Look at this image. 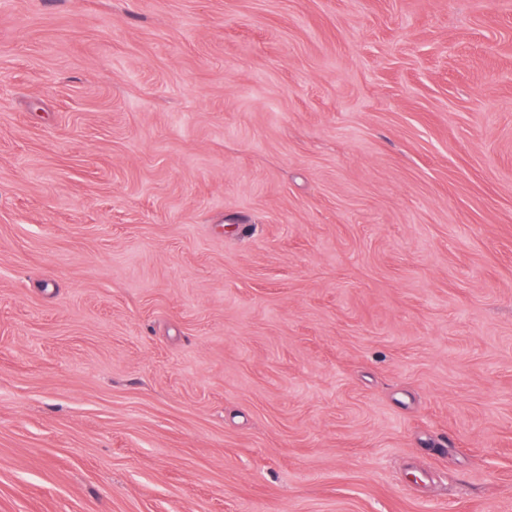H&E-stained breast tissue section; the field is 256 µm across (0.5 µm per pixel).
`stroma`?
<instances>
[{
	"label": "stroma",
	"instance_id": "35a3bbf8",
	"mask_svg": "<svg viewBox=\"0 0 512 512\" xmlns=\"http://www.w3.org/2000/svg\"><path fill=\"white\" fill-rule=\"evenodd\" d=\"M0 512H512V0H0Z\"/></svg>",
	"mask_w": 512,
	"mask_h": 512
}]
</instances>
